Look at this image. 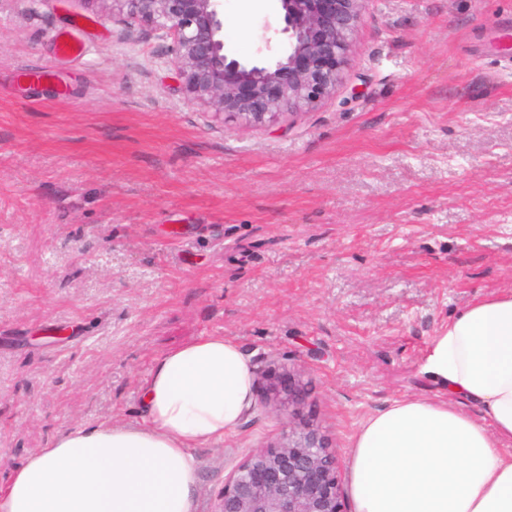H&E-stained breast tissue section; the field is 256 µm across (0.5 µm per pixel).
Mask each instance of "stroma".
<instances>
[{"label": "stroma", "mask_w": 512, "mask_h": 512, "mask_svg": "<svg viewBox=\"0 0 512 512\" xmlns=\"http://www.w3.org/2000/svg\"><path fill=\"white\" fill-rule=\"evenodd\" d=\"M282 26L224 0L231 57L275 63ZM509 291L512 0H369L335 96L261 129L188 104L149 27L0 0L1 481L61 432L138 422L155 359L211 334L257 384L299 368V418L348 468L368 415L441 397L433 337ZM287 430L259 398L195 449L200 512Z\"/></svg>", "instance_id": "obj_1"}]
</instances>
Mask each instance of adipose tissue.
<instances>
[{"instance_id":"1","label":"adipose tissue","mask_w":512,"mask_h":512,"mask_svg":"<svg viewBox=\"0 0 512 512\" xmlns=\"http://www.w3.org/2000/svg\"><path fill=\"white\" fill-rule=\"evenodd\" d=\"M424 370L440 399L393 401L354 434L352 512H512V292L458 312ZM138 389L139 423L54 437L13 468L0 512H199L194 451L239 430L254 404L252 358L202 336L156 358Z\"/></svg>"}]
</instances>
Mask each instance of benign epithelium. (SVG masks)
I'll return each mask as SVG.
<instances>
[{
    "instance_id": "1",
    "label": "benign epithelium",
    "mask_w": 512,
    "mask_h": 512,
    "mask_svg": "<svg viewBox=\"0 0 512 512\" xmlns=\"http://www.w3.org/2000/svg\"><path fill=\"white\" fill-rule=\"evenodd\" d=\"M112 20L147 25L168 50L187 103L250 128L311 112L336 93L349 63L352 35L368 0H278L287 49L272 66L241 62L224 49V0H83ZM264 393L299 414L300 374L266 379ZM214 512H346L336 450L313 425L288 426L275 445L250 452L224 480Z\"/></svg>"
}]
</instances>
